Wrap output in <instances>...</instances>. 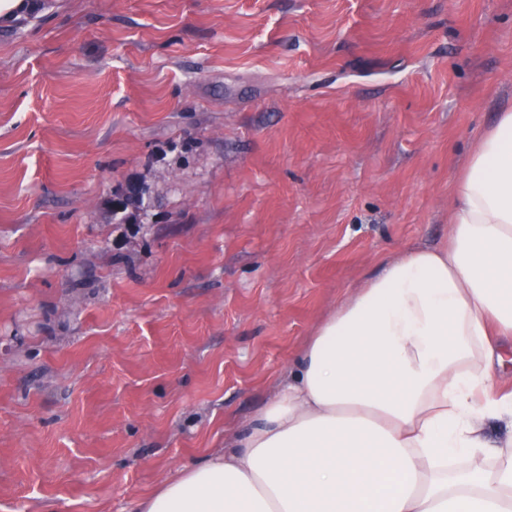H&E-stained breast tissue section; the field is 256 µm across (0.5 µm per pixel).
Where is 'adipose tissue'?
I'll use <instances>...</instances> for the list:
<instances>
[{
	"instance_id": "obj_1",
	"label": "adipose tissue",
	"mask_w": 512,
	"mask_h": 512,
	"mask_svg": "<svg viewBox=\"0 0 512 512\" xmlns=\"http://www.w3.org/2000/svg\"><path fill=\"white\" fill-rule=\"evenodd\" d=\"M447 242L383 261L264 409L131 512H512V110L452 186Z\"/></svg>"
}]
</instances>
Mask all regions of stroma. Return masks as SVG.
<instances>
[{"label": "stroma", "instance_id": "35a3bbf8", "mask_svg": "<svg viewBox=\"0 0 512 512\" xmlns=\"http://www.w3.org/2000/svg\"><path fill=\"white\" fill-rule=\"evenodd\" d=\"M511 108L512 0L0 20V512H129L223 448L383 260L445 240ZM126 193L115 197L112 200V208L115 210L126 209L127 216L123 215L120 220L127 221L129 217L128 210H134V207L142 208L145 206L144 196L139 192L136 185H130L125 190Z\"/></svg>", "mask_w": 512, "mask_h": 512}]
</instances>
